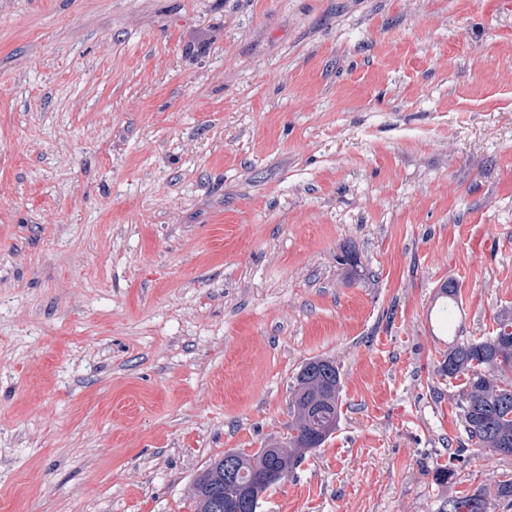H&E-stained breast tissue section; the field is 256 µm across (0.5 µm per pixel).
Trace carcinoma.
Returning a JSON list of instances; mask_svg holds the SVG:
<instances>
[{"label": "carcinoma", "mask_w": 512, "mask_h": 512, "mask_svg": "<svg viewBox=\"0 0 512 512\" xmlns=\"http://www.w3.org/2000/svg\"><path fill=\"white\" fill-rule=\"evenodd\" d=\"M507 325L512 326L511 314L497 319L493 335L451 345L440 363L441 375L465 377L461 402L469 440L497 454H512V383L502 380L512 373V335H501ZM341 389V372L334 360L317 357L304 362L292 381L294 419L286 440L268 442L250 454L225 452L237 456L238 482L252 483L260 492V498L243 501L236 512H258L261 496L274 487L262 475L274 466L295 470L308 452L321 447L336 430ZM493 484L491 494L477 490L444 499L439 512H491L496 500L512 502L511 478H498ZM233 487L234 483L225 482L224 458L215 459L194 480V512H226L224 503Z\"/></svg>", "instance_id": "cac0c4a2"}]
</instances>
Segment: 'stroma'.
I'll return each mask as SVG.
<instances>
[{"instance_id":"35a3bbf8","label":"stroma","mask_w":512,"mask_h":512,"mask_svg":"<svg viewBox=\"0 0 512 512\" xmlns=\"http://www.w3.org/2000/svg\"><path fill=\"white\" fill-rule=\"evenodd\" d=\"M503 312L512 0H0V512H194L313 357L261 512H438L512 476L439 372ZM292 384L290 405L295 418L288 425L286 441L268 442L264 448L250 454L242 450H229L212 461L194 480L195 512L259 511L263 496L287 476L285 470L271 468H288L289 476L308 452L321 447L333 433L340 418L342 389L341 372L335 361L324 357L309 359L300 366ZM230 454H235L241 464L236 469L238 482L256 485L260 498L245 500L238 510L226 511L224 503L232 495L234 485H237L225 482L224 473L229 478L235 468L232 459L224 462V458Z\"/></svg>"}]
</instances>
